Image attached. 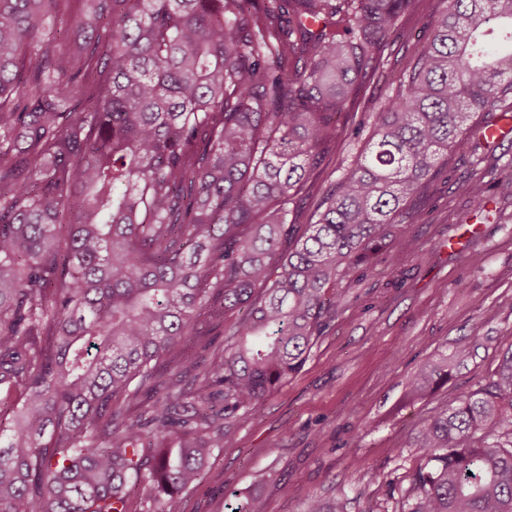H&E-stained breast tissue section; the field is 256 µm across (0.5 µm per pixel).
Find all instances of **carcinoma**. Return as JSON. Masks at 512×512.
Wrapping results in <instances>:
<instances>
[{
  "instance_id": "carcinoma-1",
  "label": "carcinoma",
  "mask_w": 512,
  "mask_h": 512,
  "mask_svg": "<svg viewBox=\"0 0 512 512\" xmlns=\"http://www.w3.org/2000/svg\"><path fill=\"white\" fill-rule=\"evenodd\" d=\"M415 1L430 39L299 223L331 145L363 126L355 82ZM52 18L77 34L47 37ZM491 22L512 43V0H0V512H179L227 419L255 418L304 363L336 284L381 251L400 264L393 229L437 161L512 112ZM463 191L484 205L482 182ZM205 314L235 316L224 348L163 378ZM417 445L397 512H512V348ZM228 497L259 512L256 491Z\"/></svg>"
}]
</instances>
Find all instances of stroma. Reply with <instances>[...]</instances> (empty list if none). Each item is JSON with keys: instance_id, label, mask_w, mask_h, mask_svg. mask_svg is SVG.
Listing matches in <instances>:
<instances>
[{"instance_id": "obj_1", "label": "stroma", "mask_w": 512, "mask_h": 512, "mask_svg": "<svg viewBox=\"0 0 512 512\" xmlns=\"http://www.w3.org/2000/svg\"><path fill=\"white\" fill-rule=\"evenodd\" d=\"M430 32L418 10L397 22L382 67L354 93L365 124L373 122L367 103L396 91ZM476 178L489 197L480 211L462 190ZM411 207L403 237L412 247L400 268L379 253L371 272L340 282L336 316L304 365L266 397L258 418L232 424V446L218 449L182 512H225V490L257 478L259 512H306L313 495L344 498L347 512H393L423 458L420 427L512 347V135L494 144L475 137L466 152L449 153ZM464 338L480 341L477 359L409 399L417 369Z\"/></svg>"}]
</instances>
